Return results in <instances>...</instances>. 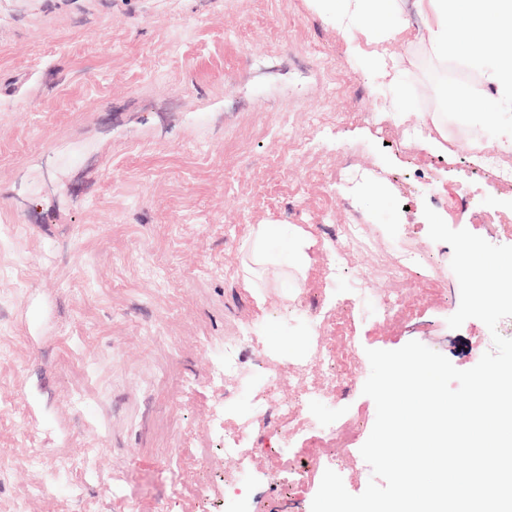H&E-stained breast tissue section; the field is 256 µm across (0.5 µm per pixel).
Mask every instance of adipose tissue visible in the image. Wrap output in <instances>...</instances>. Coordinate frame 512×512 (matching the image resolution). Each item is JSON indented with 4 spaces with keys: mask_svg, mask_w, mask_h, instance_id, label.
I'll return each instance as SVG.
<instances>
[{
    "mask_svg": "<svg viewBox=\"0 0 512 512\" xmlns=\"http://www.w3.org/2000/svg\"><path fill=\"white\" fill-rule=\"evenodd\" d=\"M320 8L334 14L351 53L361 46L356 34L362 22L376 20L383 26L385 41H414L402 17L401 0H317ZM424 18L430 51L437 57L459 55L467 65L485 72V83L497 100L512 107V0H414ZM277 224L252 226L243 246L245 287L276 271L277 255L270 245L280 239Z\"/></svg>",
    "mask_w": 512,
    "mask_h": 512,
    "instance_id": "ef3b65f1",
    "label": "adipose tissue"
}]
</instances>
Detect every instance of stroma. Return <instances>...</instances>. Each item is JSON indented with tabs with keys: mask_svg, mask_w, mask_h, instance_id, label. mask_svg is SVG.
<instances>
[{
	"mask_svg": "<svg viewBox=\"0 0 512 512\" xmlns=\"http://www.w3.org/2000/svg\"><path fill=\"white\" fill-rule=\"evenodd\" d=\"M379 36L368 29L363 56L350 54L313 0H0V512H226L228 499L311 512L325 470L354 495L372 477L367 350L415 340L466 370L492 349L480 320L447 324L460 285L423 210L485 239L512 225V185L476 176L471 153L483 110L499 126L512 110L421 43L384 47L403 67L390 84L365 60ZM461 83L476 92L466 119L451 103ZM433 113L447 116L446 150L399 140ZM295 139L360 177L326 189L330 168L308 169ZM351 219L372 242L340 257L328 228ZM255 224L324 243L306 288L244 287ZM403 243L435 259L405 296L410 318L352 302L359 277L386 294ZM250 324L257 348L214 380V344ZM340 335L354 346L345 390L329 408L305 403ZM268 367L312 427L283 435L240 394ZM160 416L178 420L175 438L155 433ZM349 421L360 427L342 457L319 447ZM239 427L259 445L245 487L224 457V431ZM202 447L214 466L196 462ZM65 458L79 473H58Z\"/></svg>",
	"mask_w": 512,
	"mask_h": 512,
	"instance_id": "1",
	"label": "stroma"
}]
</instances>
